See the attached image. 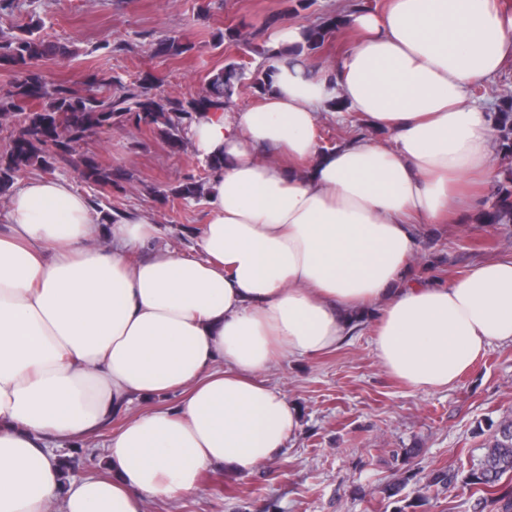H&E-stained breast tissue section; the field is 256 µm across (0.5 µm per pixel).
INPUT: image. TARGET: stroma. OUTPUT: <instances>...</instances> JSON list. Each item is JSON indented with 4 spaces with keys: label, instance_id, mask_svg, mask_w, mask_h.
Wrapping results in <instances>:
<instances>
[{
    "label": "stroma",
    "instance_id": "35a3bbf8",
    "mask_svg": "<svg viewBox=\"0 0 512 512\" xmlns=\"http://www.w3.org/2000/svg\"><path fill=\"white\" fill-rule=\"evenodd\" d=\"M282 0H16L0 14V37L32 32L65 42L67 58L39 68L48 81L82 83L97 75L124 84L152 75L164 95L202 92L211 71L242 61V47L219 41L229 26H260L272 36L270 17ZM168 35L190 46L185 55H153ZM84 153L131 174L125 191L105 193L80 180L75 162L58 161L53 178L71 183L105 212L153 213L160 244L192 252L207 200L161 202L154 194L187 178L211 173L193 143L171 150L149 133L112 128L91 134ZM496 239V249L485 247ZM512 253V229L488 231L465 219L426 225L419 260L410 275L448 281L476 263ZM376 313H366L340 348L305 358L281 359L268 378L295 406L299 426L281 453L251 474L207 469L196 491L176 501L150 499L143 512H393L382 491L405 480L408 499L422 496L434 468L467 472L479 458L481 430L512 417V343L492 345L452 386L416 390L388 375L374 347Z\"/></svg>",
    "mask_w": 512,
    "mask_h": 512
}]
</instances>
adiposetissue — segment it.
I'll return each instance as SVG.
<instances>
[{
  "mask_svg": "<svg viewBox=\"0 0 512 512\" xmlns=\"http://www.w3.org/2000/svg\"><path fill=\"white\" fill-rule=\"evenodd\" d=\"M305 74L276 62L259 103L193 124L208 185L196 252H137L160 228L102 214L70 183L32 179L0 233V512H142L218 465L247 475L299 425L266 375L339 348L371 306L380 366L415 389L454 384L512 342V256L448 283L408 279L422 224H457L492 173V110L472 88L512 58L498 0H388ZM370 135L318 148L330 101ZM173 408L110 437L105 477L62 480L55 446L102 429L134 397Z\"/></svg>",
  "mask_w": 512,
  "mask_h": 512,
  "instance_id": "adipose-tissue-1",
  "label": "adipose tissue"
}]
</instances>
